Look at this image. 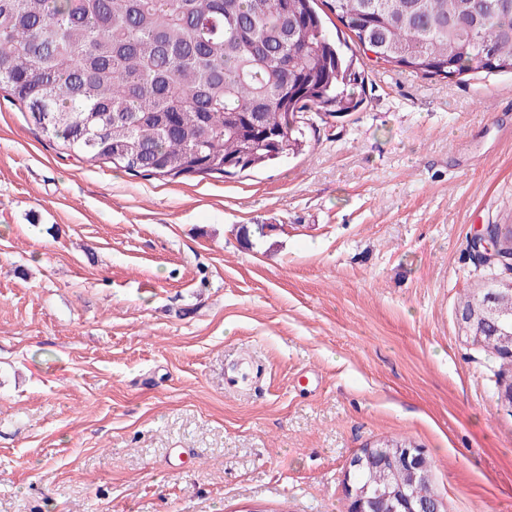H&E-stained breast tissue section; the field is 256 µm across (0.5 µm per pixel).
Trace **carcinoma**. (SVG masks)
<instances>
[{
  "mask_svg": "<svg viewBox=\"0 0 512 512\" xmlns=\"http://www.w3.org/2000/svg\"><path fill=\"white\" fill-rule=\"evenodd\" d=\"M317 0H0V90L62 150L144 177L236 176L357 112L365 74ZM360 48L427 77L512 73V0H328ZM378 462L352 485L402 482Z\"/></svg>",
  "mask_w": 512,
  "mask_h": 512,
  "instance_id": "1",
  "label": "carcinoma"
}]
</instances>
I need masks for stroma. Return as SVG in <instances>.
<instances>
[{
	"instance_id": "obj_1",
	"label": "stroma",
	"mask_w": 512,
	"mask_h": 512,
	"mask_svg": "<svg viewBox=\"0 0 512 512\" xmlns=\"http://www.w3.org/2000/svg\"><path fill=\"white\" fill-rule=\"evenodd\" d=\"M364 69L361 111L231 178L83 163L0 92V512H346L385 439L446 512H512L457 317L505 275L471 235L512 224V75Z\"/></svg>"
}]
</instances>
